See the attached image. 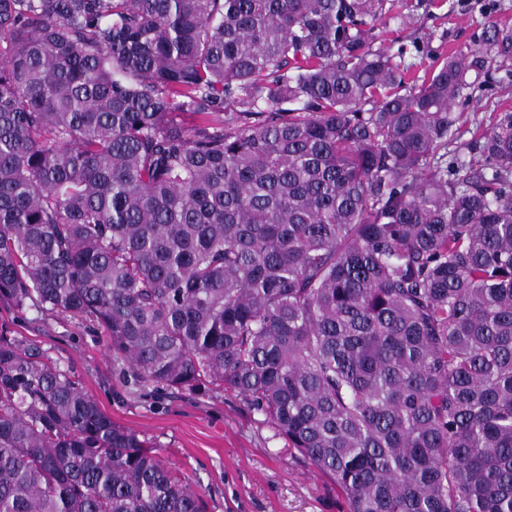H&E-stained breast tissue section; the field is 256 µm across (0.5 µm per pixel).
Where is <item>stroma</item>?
Returning a JSON list of instances; mask_svg holds the SVG:
<instances>
[{
	"mask_svg": "<svg viewBox=\"0 0 512 512\" xmlns=\"http://www.w3.org/2000/svg\"><path fill=\"white\" fill-rule=\"evenodd\" d=\"M394 17L377 46L402 51L416 77L449 53L471 49L485 58L480 86L458 111L464 140L495 112H512V61L501 63L482 41L494 23L512 32V0H395ZM414 15L405 27L400 17ZM0 331L41 343L79 379L116 425L136 432L156 455L202 495L207 512H346L345 499L242 397L170 392L136 381L88 321L0 303Z\"/></svg>",
	"mask_w": 512,
	"mask_h": 512,
	"instance_id": "stroma-1",
	"label": "stroma"
}]
</instances>
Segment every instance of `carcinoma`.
I'll use <instances>...</instances> for the list:
<instances>
[{
  "instance_id": "cac0c4a2",
  "label": "carcinoma",
  "mask_w": 512,
  "mask_h": 512,
  "mask_svg": "<svg viewBox=\"0 0 512 512\" xmlns=\"http://www.w3.org/2000/svg\"><path fill=\"white\" fill-rule=\"evenodd\" d=\"M392 8L0 0V301L238 393L349 512H512V112L465 155L483 61L407 80ZM0 512L205 502L0 335Z\"/></svg>"
}]
</instances>
